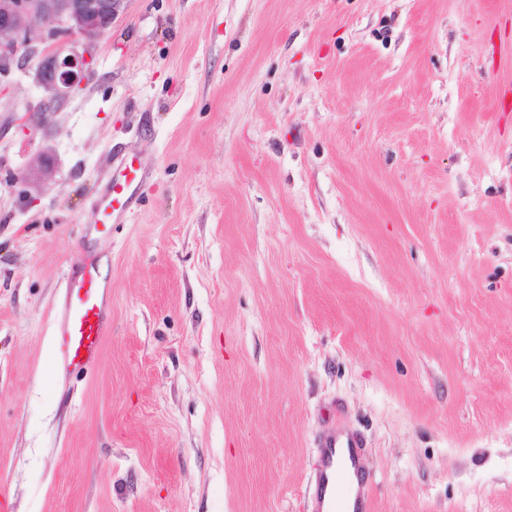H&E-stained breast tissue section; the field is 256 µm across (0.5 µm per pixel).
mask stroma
I'll list each match as a JSON object with an SVG mask.
<instances>
[{
    "instance_id": "1",
    "label": "stroma",
    "mask_w": 512,
    "mask_h": 512,
    "mask_svg": "<svg viewBox=\"0 0 512 512\" xmlns=\"http://www.w3.org/2000/svg\"><path fill=\"white\" fill-rule=\"evenodd\" d=\"M93 50L45 111L0 76V512H305L334 425L373 512H512V0H128ZM145 171L136 154H128L112 171L105 191L95 207L94 230L103 237L110 236L112 224H120L132 208L137 189ZM76 271L64 278L62 304L54 329L58 359L67 373L96 366L110 331V288L99 259L79 243Z\"/></svg>"
}]
</instances>
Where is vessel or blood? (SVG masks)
I'll list each match as a JSON object with an SVG mask.
<instances>
[{
	"label": "vessel or blood",
	"instance_id": "vessel-or-blood-1",
	"mask_svg": "<svg viewBox=\"0 0 512 512\" xmlns=\"http://www.w3.org/2000/svg\"><path fill=\"white\" fill-rule=\"evenodd\" d=\"M145 171L137 155H127L116 168L97 201L94 230L110 236L134 203ZM76 270L64 278L62 304L54 329L58 359L65 372L81 373L101 359L110 331V288L99 259L85 247L74 256ZM360 444L350 436L331 433L319 448L307 512H336L337 498H344L346 512H370L371 481Z\"/></svg>",
	"mask_w": 512,
	"mask_h": 512
}]
</instances>
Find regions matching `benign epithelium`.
I'll use <instances>...</instances> for the list:
<instances>
[{
	"label": "benign epithelium",
	"instance_id": "1",
	"mask_svg": "<svg viewBox=\"0 0 512 512\" xmlns=\"http://www.w3.org/2000/svg\"><path fill=\"white\" fill-rule=\"evenodd\" d=\"M128 0H0V75L28 62L43 93L54 105L94 73V40L124 12ZM78 35L82 47L62 38Z\"/></svg>",
	"mask_w": 512,
	"mask_h": 512
}]
</instances>
